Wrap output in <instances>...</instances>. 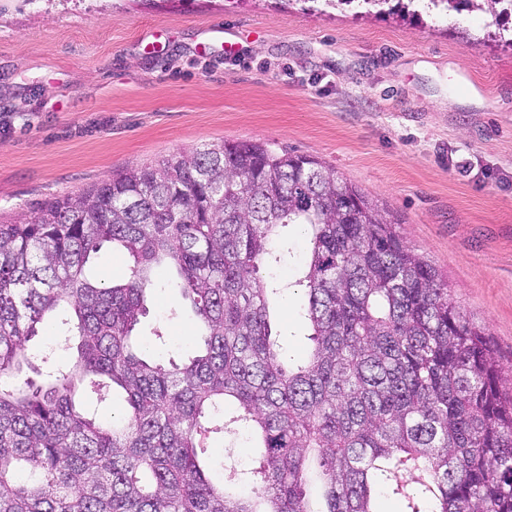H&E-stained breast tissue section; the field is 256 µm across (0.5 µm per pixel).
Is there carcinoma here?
I'll use <instances>...</instances> for the list:
<instances>
[{"instance_id":"cac0c4a2","label":"carcinoma","mask_w":512,"mask_h":512,"mask_svg":"<svg viewBox=\"0 0 512 512\" xmlns=\"http://www.w3.org/2000/svg\"><path fill=\"white\" fill-rule=\"evenodd\" d=\"M289 224L308 240L296 363L270 323L281 287L261 275ZM106 243L131 261L110 286L87 274ZM160 266L198 322L186 363L131 342ZM64 308L76 361L21 378ZM116 389L115 421L82 407ZM231 425L262 457L217 483L202 457ZM384 494L402 512H512V382L448 282L334 168L223 140L0 224V512H378Z\"/></svg>"}]
</instances>
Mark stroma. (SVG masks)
I'll use <instances>...</instances> for the list:
<instances>
[{
  "mask_svg": "<svg viewBox=\"0 0 512 512\" xmlns=\"http://www.w3.org/2000/svg\"><path fill=\"white\" fill-rule=\"evenodd\" d=\"M314 156L378 200L512 372V13L462 0L382 11L324 0H0V222L46 199L204 143ZM293 260L271 324L292 358L308 327ZM174 269L135 330L176 360L198 336ZM210 469L252 468L243 433L213 435Z\"/></svg>",
  "mask_w": 512,
  "mask_h": 512,
  "instance_id": "1",
  "label": "stroma"
}]
</instances>
